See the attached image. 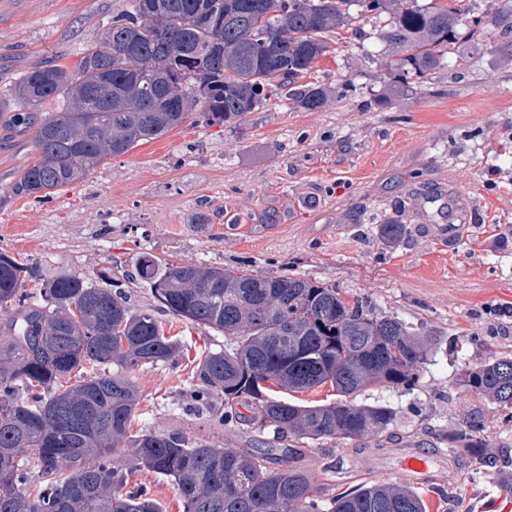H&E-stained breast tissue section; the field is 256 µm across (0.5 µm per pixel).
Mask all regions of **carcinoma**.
I'll return each instance as SVG.
<instances>
[{
    "label": "carcinoma",
    "mask_w": 512,
    "mask_h": 512,
    "mask_svg": "<svg viewBox=\"0 0 512 512\" xmlns=\"http://www.w3.org/2000/svg\"><path fill=\"white\" fill-rule=\"evenodd\" d=\"M357 16L386 20L380 36L392 93L437 74L448 54L465 69L482 61L488 29L499 34L498 59L512 63V0L481 15L472 0H127L75 69L46 65L18 81L20 111L56 108L33 122L37 156L12 193L47 198L197 109L211 126L234 123L286 83L294 107H323L330 90L307 77L327 52L326 35ZM407 232L394 218L381 227L390 246ZM135 268L158 309L224 335V349L198 364L190 405L205 409L220 393L218 420L238 418L244 404L256 431L270 429L276 441L381 437L393 409L353 398L412 388L437 345V337L321 282L171 264L149 253ZM32 279H40L37 266L0 251V310L9 326L0 337V512H162L142 488L120 493L134 469L170 479L183 512H427L418 491L393 483L326 499L312 473L294 465L300 449L291 444L223 448L132 431L131 372L168 362L177 343L154 313L132 310L84 276H50L37 297L26 288ZM70 376L76 383L62 385ZM458 381L512 409V355L470 364ZM326 384L336 401L286 398ZM448 447L512 495V448L491 447L479 414L448 433ZM28 449L31 466L21 458Z\"/></svg>",
    "instance_id": "cac0c4a2"
}]
</instances>
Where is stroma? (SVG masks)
Wrapping results in <instances>:
<instances>
[{
	"label": "stroma",
	"mask_w": 512,
	"mask_h": 512,
	"mask_svg": "<svg viewBox=\"0 0 512 512\" xmlns=\"http://www.w3.org/2000/svg\"><path fill=\"white\" fill-rule=\"evenodd\" d=\"M124 7L0 0V250L46 274L106 276L138 311L154 306L134 278L136 257L148 252L179 265L312 279L436 333L441 345L418 388L356 398L393 408V443L379 451L371 440H309L299 463L332 497L374 482L414 484L399 455L425 448L438 472L423 488L428 512H512V497L448 445L449 431L476 412L492 447L512 448L504 410L458 382L465 365L512 355V66L490 55L473 72L449 66L385 102L384 45L359 19L355 31L328 35L311 72L331 88L351 85L323 108L304 111L278 96L230 126L195 111L49 198L15 197L11 187L36 152L32 125L16 119L13 86L37 66L75 69ZM463 203L477 219L453 225ZM229 207L247 218L235 232L224 229ZM392 217L409 232L389 247L379 228ZM158 319L178 349L134 371V429L256 447L252 425L218 423L186 400L200 358L223 350V335L167 312Z\"/></svg>",
	"instance_id": "obj_1"
}]
</instances>
